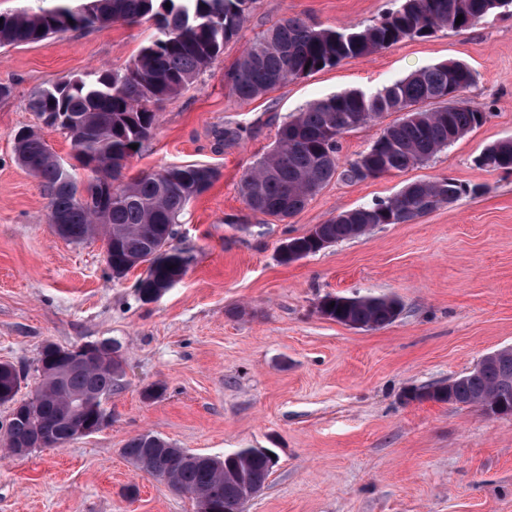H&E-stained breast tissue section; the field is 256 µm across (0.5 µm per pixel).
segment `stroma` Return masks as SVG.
Returning <instances> with one entry per match:
<instances>
[{
    "label": "stroma",
    "instance_id": "stroma-1",
    "mask_svg": "<svg viewBox=\"0 0 512 512\" xmlns=\"http://www.w3.org/2000/svg\"><path fill=\"white\" fill-rule=\"evenodd\" d=\"M400 0H256L241 38L159 107L152 138L125 172L199 163L221 175L176 225L173 246L193 255L184 278L151 303L108 269L100 237L61 238L48 198L21 167L13 136L37 126L35 89L104 68L124 70L153 30L113 24L0 48V363L24 367L18 399L39 382L45 342L113 339L123 387L101 431L24 458L0 455V512H196L195 501L132 466L121 450L151 432L212 456L268 448L265 487L244 512H512V416L406 398L512 347V172L480 167L489 144L512 137V15L439 30L293 80L243 103L230 74L281 19L323 28L369 25ZM448 60L476 74L467 97L483 125L403 172L333 178L288 221L253 212L242 174L273 147L290 114L348 90L374 93ZM389 112L339 138L348 167L396 120ZM242 136L225 143L224 127ZM452 178L465 195L408 224H382L288 266L277 250L338 212L395 195L415 180ZM328 294L386 295L402 312L379 329H354L317 311ZM164 386L157 399L147 388ZM137 496L127 498L128 486Z\"/></svg>",
    "mask_w": 512,
    "mask_h": 512
}]
</instances>
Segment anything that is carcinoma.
Returning <instances> with one entry per match:
<instances>
[{
  "label": "carcinoma",
  "mask_w": 512,
  "mask_h": 512,
  "mask_svg": "<svg viewBox=\"0 0 512 512\" xmlns=\"http://www.w3.org/2000/svg\"><path fill=\"white\" fill-rule=\"evenodd\" d=\"M49 2L3 16L0 47L116 22L146 21L154 26L152 39L124 73L90 71L31 93L29 104L35 114L59 116L66 122L78 165L61 163L30 127L20 129L14 138L18 163L41 180L49 211L65 217L64 237L81 242L103 236L115 279L139 263L149 264V274L138 278L135 288L142 302L151 303L176 284L179 260H192L170 245L173 226L217 180L218 171L198 163L169 165L126 181L123 171L138 153L130 145L143 146L155 129L157 105L192 83L224 52V44L240 36L255 0H81L77 6L72 0ZM506 12H512V0H401L396 11L365 27L320 28L288 17L267 29L238 60L232 91L249 102L344 59L371 55L405 38H426L440 29L465 31ZM459 15L463 19L458 23ZM474 82L468 65L450 60L375 94L348 91L310 104L282 124L270 152L242 175L245 202L255 212L284 220L302 210L338 173L362 180L424 163L486 120L485 111L465 97ZM387 112H400L402 117L386 126L350 167L339 170L341 134ZM477 163L512 171V138L485 147ZM78 167L86 171L85 178H77ZM83 182L112 187L104 205L90 207L81 200ZM471 191L478 189L469 190L450 178L413 181L387 200L342 211L289 242L308 256L363 237L380 224H407ZM318 311L340 324L377 329L394 322L402 304L385 295L336 294L325 296ZM40 362L41 398L36 404L17 402L23 370L0 363V402L18 404L4 435L13 445L28 446L42 438L44 447L59 448L75 419L89 427L97 425L102 397L120 387L124 362L112 356L107 341L86 364L73 362L53 344ZM407 399L512 414V348L456 377L448 390L414 388ZM122 455L135 467L150 458L152 476L167 478L195 500L209 501L213 512H243L248 489L263 486L273 470L263 448H235L222 457L187 462L189 452L153 433L128 440Z\"/></svg>",
  "instance_id": "1"
}]
</instances>
